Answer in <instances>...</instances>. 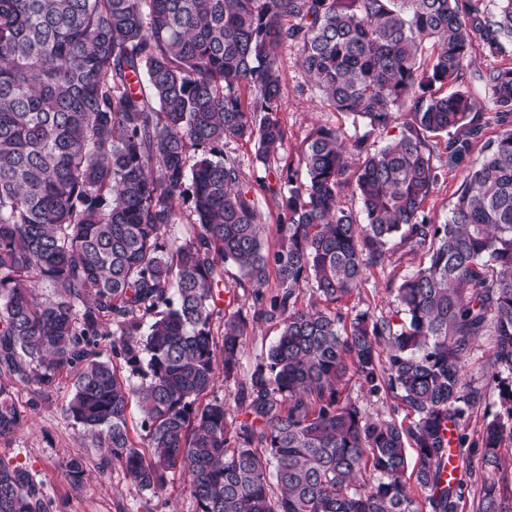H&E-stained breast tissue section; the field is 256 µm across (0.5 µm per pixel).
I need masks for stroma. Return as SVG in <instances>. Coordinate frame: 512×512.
<instances>
[{"mask_svg":"<svg viewBox=\"0 0 512 512\" xmlns=\"http://www.w3.org/2000/svg\"><path fill=\"white\" fill-rule=\"evenodd\" d=\"M279 65L284 84L280 116L288 131L279 160L264 168L254 160L253 143L233 141L224 146L225 155L239 161L246 181L255 183L262 179L266 182L265 188L257 187L254 199L262 215V242L268 250L275 249L279 241V217L269 191L283 186L281 173L288 165L297 164L311 129L322 124L341 128L348 135L354 132L351 115L327 107L320 91L302 69L296 47L288 45L281 48ZM481 149V143H474L470 154L460 160L437 153L434 163L438 181L424 204L428 216L439 221L447 217L449 204L468 167L479 158ZM424 257L423 249L396 244L381 265L368 270L362 288L339 304V311L348 315L363 310L378 317L390 315L396 307V286L418 267ZM280 328L281 323L277 320L249 321L237 375L230 379L217 377L214 393L223 399L232 416L242 417L239 387L263 361ZM492 345V336L478 338L464 370L467 386L482 395L481 401L468 412L461 425V431L471 445L480 443L486 423L500 409L499 389L486 364ZM72 384L70 376L60 375L56 389L45 397L39 395L36 385H14L15 398L29 413L30 422L16 435L0 439V459L26 467L41 483L46 498L54 502L56 512H196L197 504L187 488V478L179 472L173 475L166 491L159 495L132 484L117 465L104 470L91 469L90 480L79 489L63 479L62 472L71 460L81 458L88 461L95 456L94 449L89 448L79 427L63 410ZM342 396L375 418L393 419L406 426L414 418L411 409L404 406L395 393L386 388L376 393L369 392L353 375L346 377Z\"/></svg>","mask_w":512,"mask_h":512,"instance_id":"obj_1","label":"stroma"}]
</instances>
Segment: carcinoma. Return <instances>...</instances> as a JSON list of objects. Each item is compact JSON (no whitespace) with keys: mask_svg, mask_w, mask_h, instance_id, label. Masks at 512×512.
Masks as SVG:
<instances>
[{"mask_svg":"<svg viewBox=\"0 0 512 512\" xmlns=\"http://www.w3.org/2000/svg\"><path fill=\"white\" fill-rule=\"evenodd\" d=\"M288 43L327 105L366 131L310 132L288 188L270 190L281 224L269 251L223 147L252 141L265 168L281 154ZM476 46L506 56L512 0H0V438L28 423L10 385L47 395L66 372L65 412L98 468L118 464L154 494L186 468L197 512H423L409 445L429 512H460L467 482L449 456L466 436L449 434L481 400L463 369L490 332L502 411L481 440L477 512H512L497 478L512 440L511 62L480 74L502 133L443 222L424 210L437 146L462 157L486 126L464 85ZM347 186L358 213L339 204ZM179 198L196 216L182 237ZM397 237L426 257L395 289L392 316L346 319L334 305ZM228 265L252 288V317L282 325L240 386L242 420L216 396L201 402L217 368L237 375L246 335L239 311L212 336ZM309 283L325 307H297ZM350 372L416 419L404 428L342 401ZM63 477L82 486L85 461ZM51 508L26 469L0 460V512Z\"/></svg>","mask_w":512,"mask_h":512,"instance_id":"1","label":"carcinoma"}]
</instances>
